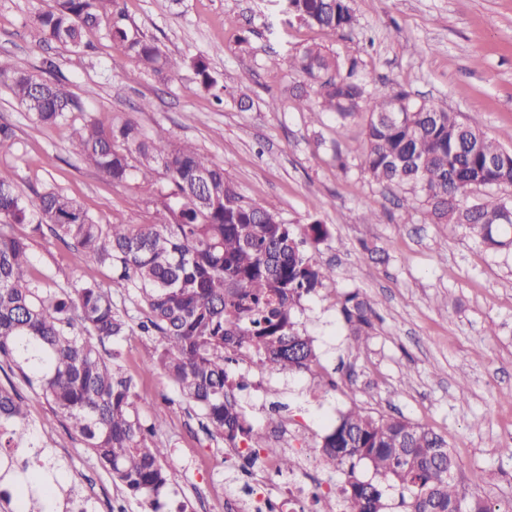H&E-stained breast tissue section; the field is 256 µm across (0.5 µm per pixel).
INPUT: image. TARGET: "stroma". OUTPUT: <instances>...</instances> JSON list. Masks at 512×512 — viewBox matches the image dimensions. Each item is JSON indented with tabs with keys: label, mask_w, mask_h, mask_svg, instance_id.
Wrapping results in <instances>:
<instances>
[{
	"label": "stroma",
	"mask_w": 512,
	"mask_h": 512,
	"mask_svg": "<svg viewBox=\"0 0 512 512\" xmlns=\"http://www.w3.org/2000/svg\"><path fill=\"white\" fill-rule=\"evenodd\" d=\"M54 4L0 0V69L35 71L52 59L83 106L67 122L41 125L0 84V123L16 133L0 151V168L14 172L19 191L58 187L104 223L153 220L155 209L135 183H112L70 150L84 119L131 118L147 135L194 143L224 166L246 201L276 203L298 228L326 224L327 239L307 249L335 267L336 279L296 312L299 329L315 339L322 373L259 372L236 394L249 419L264 425L273 403H282L295 447L311 448L325 417L351 404L404 416L447 436L462 493L512 512V457L500 452L512 437V254H491L465 231L429 223L423 208L405 211L400 190L377 185L361 169L362 121L310 122L292 95L302 77L286 61L287 52L327 44L359 57L383 91L402 89L462 120L478 119L489 137L512 148V0H351L355 26L330 41L319 29L283 25L275 0H119L127 24L164 51L207 58L226 87L220 105L199 89L192 67L165 82L145 73L106 38L109 18L87 32L90 52L43 44L31 17ZM242 91L251 98L245 111L237 104ZM273 97L275 111L267 106ZM339 150L348 169L336 164ZM372 213L379 223H367ZM31 255L34 274L56 287L109 281L107 269H80L53 238L35 239ZM355 290L379 314L358 350L340 315L344 294ZM154 345L152 337H130L119 346L121 363L140 382L143 420L164 422L158 439L174 466L163 499L203 512L206 496L233 491L248 468L200 431L162 374H143ZM47 440L65 462L62 484L92 483L99 512H148L62 421L48 428Z\"/></svg>",
	"instance_id": "1"
}]
</instances>
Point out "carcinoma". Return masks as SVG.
Returning a JSON list of instances; mask_svg holds the SVG:
<instances>
[{"label":"carcinoma","mask_w":512,"mask_h":512,"mask_svg":"<svg viewBox=\"0 0 512 512\" xmlns=\"http://www.w3.org/2000/svg\"><path fill=\"white\" fill-rule=\"evenodd\" d=\"M279 2L285 24L315 26L329 38L355 21L350 0ZM106 15V37L143 70L164 80L190 65L200 89L222 101L224 86L205 58L165 53L123 23L118 0H56L32 25L45 43L85 49L84 32ZM288 68L316 86L314 100L298 96L303 111L327 112L340 126L365 116L361 165L375 183L404 190L433 224L463 228L487 247L506 245L497 232L512 225V208L492 190L512 188V149L492 141L479 121L464 122L404 90L386 94L358 58L341 59L317 45L288 54ZM0 76L39 124L57 125L82 111L59 82L24 69ZM70 146L112 182L135 181L154 195L158 221L103 224L59 188L20 194L13 173L0 169V371L8 382L0 385V509L46 512L51 502L76 494L80 512H96L92 497L58 481L61 460L44 440L52 420L31 423L23 387L69 423L113 483L161 512L172 469L169 448L157 441L163 421L141 420L137 382L122 370L120 351L106 359L101 348L137 329L153 337L145 372L166 377L211 439L228 448L270 447L280 415L254 426L235 394L245 384L227 365L246 355L268 371L293 375L319 364L314 339L296 328L295 310L336 277L306 250L328 230L314 221L296 232L275 205L246 202L224 167L193 145L147 138L132 119L107 125L88 118ZM161 171L167 185L157 189ZM476 189L486 190L485 198L471 202ZM14 224L29 225L30 237L15 236ZM46 234L69 247L78 265L108 269L111 287L126 293L139 321L94 278L67 291L35 276L30 239ZM340 312L354 348H361L374 327L373 301L348 292ZM362 463L373 471L369 480L359 475ZM321 465L341 474L348 512H390L388 491L396 488L403 512H493L483 498L460 493L448 439L401 415L358 405L339 412L322 439Z\"/></svg>","instance_id":"carcinoma-1"}]
</instances>
